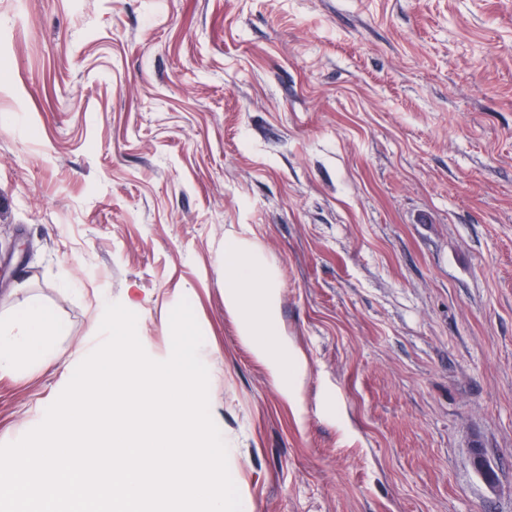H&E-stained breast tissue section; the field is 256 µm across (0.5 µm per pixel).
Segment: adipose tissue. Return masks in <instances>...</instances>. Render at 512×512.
Listing matches in <instances>:
<instances>
[{
  "instance_id": "ef3b65f1",
  "label": "adipose tissue",
  "mask_w": 512,
  "mask_h": 512,
  "mask_svg": "<svg viewBox=\"0 0 512 512\" xmlns=\"http://www.w3.org/2000/svg\"><path fill=\"white\" fill-rule=\"evenodd\" d=\"M276 267L257 241L237 234L224 237V308L238 321L239 334L267 367L280 393L297 398L305 367L280 332ZM60 328L40 305L12 309L0 321V372L41 361Z\"/></svg>"
}]
</instances>
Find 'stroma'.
<instances>
[{
  "label": "stroma",
  "instance_id": "1",
  "mask_svg": "<svg viewBox=\"0 0 512 512\" xmlns=\"http://www.w3.org/2000/svg\"><path fill=\"white\" fill-rule=\"evenodd\" d=\"M246 229L295 401L224 309ZM0 296L64 327L0 444L107 303L162 361L185 299L253 512H512V0H0Z\"/></svg>",
  "mask_w": 512,
  "mask_h": 512
}]
</instances>
